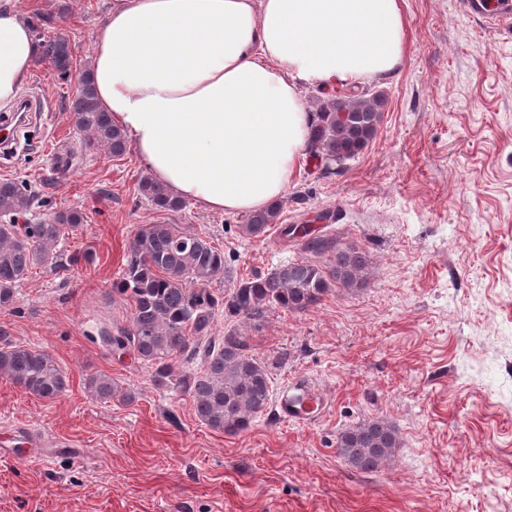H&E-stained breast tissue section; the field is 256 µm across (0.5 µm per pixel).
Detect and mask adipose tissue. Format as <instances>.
<instances>
[{"mask_svg": "<svg viewBox=\"0 0 512 512\" xmlns=\"http://www.w3.org/2000/svg\"><path fill=\"white\" fill-rule=\"evenodd\" d=\"M405 50L400 0H112L92 70L156 180L205 210L250 213L308 151L302 85L391 80ZM36 53L18 0H0V105Z\"/></svg>", "mask_w": 512, "mask_h": 512, "instance_id": "1", "label": "adipose tissue"}]
</instances>
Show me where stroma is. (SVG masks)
I'll use <instances>...</instances> for the list:
<instances>
[{
    "instance_id": "35a3bbf8",
    "label": "stroma",
    "mask_w": 512,
    "mask_h": 512,
    "mask_svg": "<svg viewBox=\"0 0 512 512\" xmlns=\"http://www.w3.org/2000/svg\"><path fill=\"white\" fill-rule=\"evenodd\" d=\"M19 6L66 35L74 73L34 65L19 93L38 102L27 123L0 108V140L22 145L0 151V179L30 184L48 208L82 209L86 224L58 252L96 259L35 269L0 309L11 343L49 352L69 377L44 400L0 375V512H512V29H486L461 0H403L406 57L373 84L387 99L376 138L336 173L302 163L280 223L249 238L242 214L154 210L137 193L148 172L136 151L81 152L65 105L108 0ZM145 224L211 237L224 251L211 288L223 296L305 258L290 225L369 254L360 292L337 289L257 326L221 315L212 330L238 326L256 358L283 355L274 390L307 377L328 401L322 416L284 423L269 410L241 434L212 431L189 395L101 342L129 323L112 283ZM92 374L119 396L91 398ZM377 417L401 446L389 467L354 470L336 437Z\"/></svg>"
}]
</instances>
